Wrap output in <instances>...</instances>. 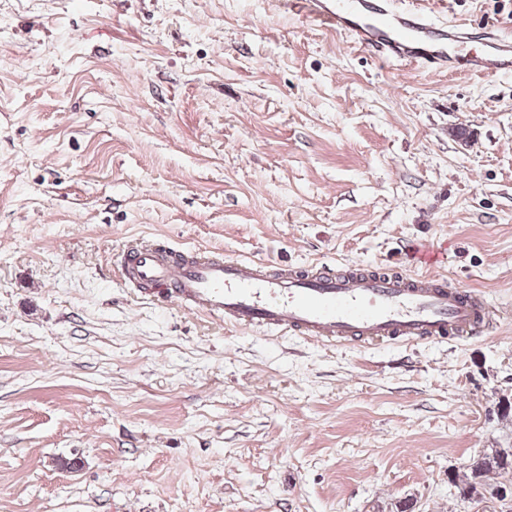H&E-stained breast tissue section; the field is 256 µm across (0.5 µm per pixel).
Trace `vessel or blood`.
<instances>
[{"label": "vessel or blood", "mask_w": 512, "mask_h": 512, "mask_svg": "<svg viewBox=\"0 0 512 512\" xmlns=\"http://www.w3.org/2000/svg\"><path fill=\"white\" fill-rule=\"evenodd\" d=\"M284 8L303 23L347 34L386 63L512 75V38L488 25L477 33L439 25L402 0H286ZM470 41L481 50L458 54L457 45ZM121 270L127 282L189 311L330 345L439 343L482 335L494 323L484 295L426 271L274 265L143 242L125 247Z\"/></svg>", "instance_id": "vessel-or-blood-1"}]
</instances>
